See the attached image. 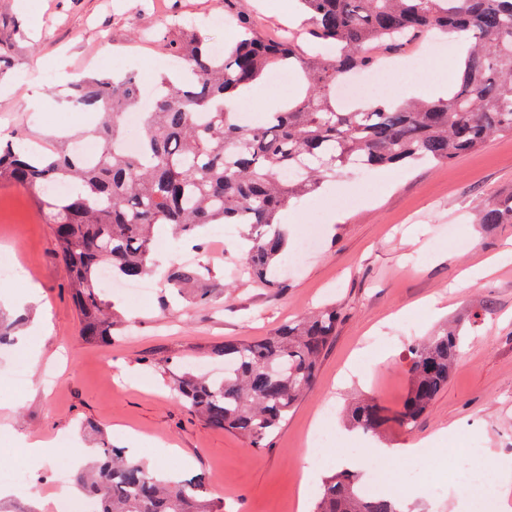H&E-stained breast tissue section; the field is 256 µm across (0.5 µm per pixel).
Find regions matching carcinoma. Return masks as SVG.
<instances>
[{
    "instance_id": "obj_1",
    "label": "carcinoma",
    "mask_w": 512,
    "mask_h": 512,
    "mask_svg": "<svg viewBox=\"0 0 512 512\" xmlns=\"http://www.w3.org/2000/svg\"><path fill=\"white\" fill-rule=\"evenodd\" d=\"M308 14L302 46L293 33L264 39L256 21L224 0L236 23V42L217 56L206 37L191 30L168 43L177 63L161 78L145 114L140 148L119 150L122 111L139 99L137 76L98 75L76 86L83 106L101 120L92 135L98 155L84 161L67 149L33 153L0 137V182L41 190L68 185L41 199L71 288L82 335L112 341V302L99 272L138 280L152 271L158 224L183 235L210 224L235 227L248 241L242 272L268 288H281L288 232L280 214L320 192L344 170L447 164L492 138L512 134V0H298ZM438 33L470 42L461 75L445 99L391 105L336 106L333 89L357 69L373 67L383 51H401ZM303 77L288 106L256 125L238 121V97L273 68ZM479 223L512 224V196L479 208ZM201 264L176 263L171 288H188L197 305L213 288ZM339 312L327 306L253 340H226L210 358L224 362L211 378L173 360L147 362L166 376L174 397L210 427L246 437L256 448L281 426L313 388L322 355L336 337ZM23 317L0 314V349L16 343ZM462 326L445 327L408 349L410 389L393 410L377 398L353 405L349 424L376 436L392 425L411 429L448 387L458 361ZM73 481L93 512H224L207 496L203 478L162 479L156 468L108 441ZM311 512H403L385 495L363 492L361 474L342 468L325 477Z\"/></svg>"
}]
</instances>
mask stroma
Segmentation results:
<instances>
[{
    "label": "stroma",
    "mask_w": 512,
    "mask_h": 512,
    "mask_svg": "<svg viewBox=\"0 0 512 512\" xmlns=\"http://www.w3.org/2000/svg\"><path fill=\"white\" fill-rule=\"evenodd\" d=\"M195 18L211 43L231 40L219 19L224 0H0V134L57 142L89 133L96 114L74 112L68 95L73 81L92 73H135L151 79L166 62L164 45L176 29L160 23L152 7ZM238 11L259 19V32L305 31L308 20L294 0H237ZM459 45L433 51L431 40L381 63L384 79L374 95L405 100L435 82L455 83ZM343 191L360 190L357 202L322 201L311 218V201L294 205L288 252L298 255L287 285L267 288L239 273L236 236L212 237L203 228L174 240L155 228L163 261L209 266L219 285L210 304L193 305L171 294L164 270L144 302L110 292L115 312L128 329L111 343H90L81 334L69 272L38 195L13 182L0 183V245L7 246L24 279H0V291L19 294L28 282L41 289L24 310L28 321L17 348L29 354L22 390L0 388V428L14 438H49L71 454L92 452L100 437L127 447L140 438L138 458L187 478L205 479L224 512H298L299 489L309 466L308 435L320 415L334 432L348 435L344 411L372 394L389 407L404 400L409 378L405 356L413 340L445 322L462 319L466 343L448 386L415 428L392 427L365 448H406L429 439L440 455L464 453L466 438L482 444L478 463L493 473L512 458V224L484 227L475 221L479 205L512 196V135L490 140L481 150L453 162L419 163L387 174L360 170L343 174ZM321 224L314 251H298L311 221ZM497 271L473 282L465 270L486 259ZM336 305L341 321L325 352L315 385L298 402L267 447L207 426L171 396L159 373L145 361L205 360L227 339H252L324 304ZM51 315V328H30L38 309ZM53 373L46 384L45 373ZM60 454L44 462L0 453V469L24 465L28 479L5 504L15 512H54L61 494L53 483ZM386 490L410 512H461L451 468L420 470L406 477L408 458L377 461ZM449 484L443 501L434 483Z\"/></svg>",
    "instance_id": "stroma-1"
}]
</instances>
